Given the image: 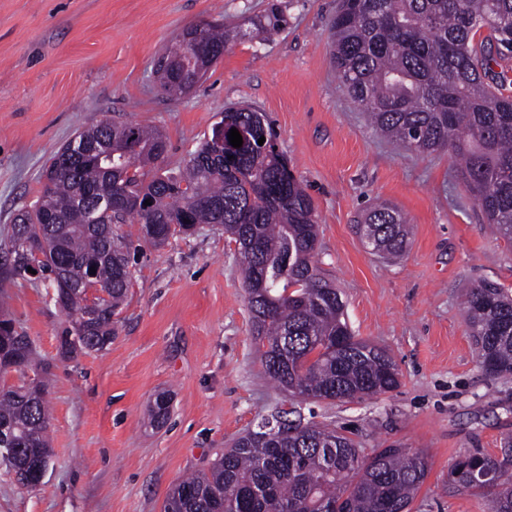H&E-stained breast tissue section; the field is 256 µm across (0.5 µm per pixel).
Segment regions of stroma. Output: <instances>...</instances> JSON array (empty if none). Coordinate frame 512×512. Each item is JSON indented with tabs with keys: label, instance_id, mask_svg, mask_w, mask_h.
I'll use <instances>...</instances> for the list:
<instances>
[{
	"label": "stroma",
	"instance_id": "obj_1",
	"mask_svg": "<svg viewBox=\"0 0 512 512\" xmlns=\"http://www.w3.org/2000/svg\"><path fill=\"white\" fill-rule=\"evenodd\" d=\"M273 0H0V236L37 200L50 157L105 121L160 128L176 166L230 106L266 113L276 144L315 203L316 259L342 293L355 336L385 348L395 391L295 403L267 377L251 334L237 249L201 225L161 247L140 224L118 225L135 247L132 285L105 353L63 357L65 317L53 288L16 279L1 293L35 348L53 406L52 465L27 489L0 469V512H163L171 488L206 469L262 418L297 408L359 442L423 453L428 475L411 512H486L485 495L452 493L466 453L500 455L512 437V375L477 363L462 305L471 284L512 289V246L457 177L448 151L422 154L377 137L330 60L338 0H275L285 23L254 35ZM247 30L188 94L160 90L154 64L186 26ZM411 226L403 255H374L358 226L376 204ZM170 398L163 426L150 420Z\"/></svg>",
	"mask_w": 512,
	"mask_h": 512
}]
</instances>
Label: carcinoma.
Wrapping results in <instances>:
<instances>
[{"label":"carcinoma","instance_id":"carcinoma-1","mask_svg":"<svg viewBox=\"0 0 512 512\" xmlns=\"http://www.w3.org/2000/svg\"><path fill=\"white\" fill-rule=\"evenodd\" d=\"M278 5L269 6L262 30L282 27ZM488 35L481 36L482 29ZM330 55L352 100L367 112L379 135L423 154L452 151L458 178L498 235L512 243V95L507 76L493 73L489 41L512 53V0H343L330 23ZM248 32L211 24L186 28L165 47L163 92L183 95L201 65L213 66L227 43ZM99 124L77 136L112 141V160L69 154L63 145L43 170L41 196L19 210L0 237V286L25 277L26 256L14 250L23 236L46 243L43 278L65 316L61 335L77 317L93 318L79 350L102 352L131 286L129 246L112 225L135 221L145 242L160 246L186 224H217L237 245L252 336L265 373L292 397L344 401L392 392L400 386L390 354L353 335L340 291L315 260V207L287 158L272 144L267 115L251 108L224 113V148L205 136L183 164L164 168V134L153 127ZM244 134L230 145L231 129ZM265 137L259 145L260 137ZM120 190L131 202L92 224L89 212L101 193ZM143 197L151 205L136 208ZM363 237L386 259L400 256L409 228L387 203L362 224ZM95 272H90V268ZM102 295L89 299L87 289ZM466 319L479 366L512 374V290L481 280L469 287ZM0 346L18 361L33 360L27 336L3 320ZM282 411L263 427L276 437L238 438L208 471L181 480L164 512H410L428 471L427 457L404 448H377L374 461L349 436L326 425L288 418ZM169 417L168 397H156L152 421ZM0 423L11 428L15 460L51 456L45 394L23 385L0 391ZM493 483L473 479L474 469ZM450 485L489 497V512H512V440L501 456L465 454L454 463Z\"/></svg>","mask_w":512,"mask_h":512}]
</instances>
